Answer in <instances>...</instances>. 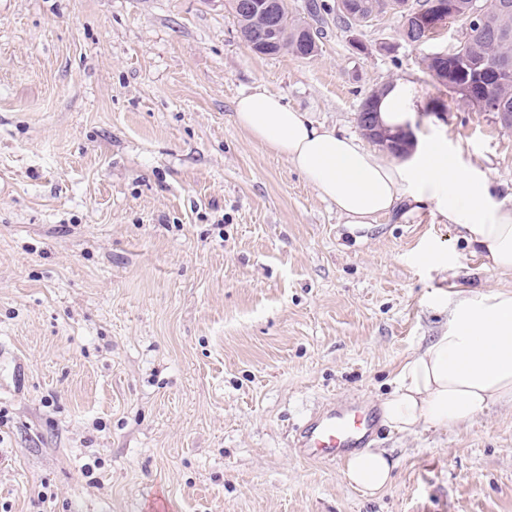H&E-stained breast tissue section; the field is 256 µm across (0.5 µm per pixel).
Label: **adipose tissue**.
<instances>
[{
	"label": "adipose tissue",
	"instance_id": "ef3b65f1",
	"mask_svg": "<svg viewBox=\"0 0 512 512\" xmlns=\"http://www.w3.org/2000/svg\"><path fill=\"white\" fill-rule=\"evenodd\" d=\"M375 106L380 125L397 131L413 127L423 102L413 82L398 79L380 88ZM233 111L253 141L301 172L352 227L431 204L483 269L512 274V206L496 201L487 175L461 166L445 142L429 139L408 160L389 158L261 88L238 97ZM503 402L512 403V291H462L447 332L406 360L380 408L386 425L411 434L454 428ZM392 469L384 452L363 451L347 457L345 477L373 494L390 481Z\"/></svg>",
	"mask_w": 512,
	"mask_h": 512
}]
</instances>
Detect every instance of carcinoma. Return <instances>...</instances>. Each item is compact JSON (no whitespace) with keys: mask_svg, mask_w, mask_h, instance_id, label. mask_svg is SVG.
<instances>
[{"mask_svg":"<svg viewBox=\"0 0 512 512\" xmlns=\"http://www.w3.org/2000/svg\"><path fill=\"white\" fill-rule=\"evenodd\" d=\"M507 2L509 8L503 10L491 6L485 22V30L473 35L465 42L460 50L461 58L457 59L460 67L455 74V82L468 84L471 95L465 101L478 112L484 111V104H495L504 107L506 115L501 121L512 127V0H499ZM307 15L294 17L288 12L286 0H279L282 26L276 34L265 30L264 17L243 16L236 17L239 33L251 50L257 54L262 53L260 45L263 38L275 36V44L271 54L276 55L289 51L300 58H311L317 52L304 45V42L323 35L324 15L333 12V7L319 4L317 0H308L305 6ZM478 57L490 64L499 66L496 77L488 80L475 76V72L462 63V58Z\"/></svg>","mask_w":512,"mask_h":512,"instance_id":"1","label":"carcinoma"}]
</instances>
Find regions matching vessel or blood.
Here are the masks:
<instances>
[{"instance_id": "1", "label": "vessel or blood", "mask_w": 512, "mask_h": 512, "mask_svg": "<svg viewBox=\"0 0 512 512\" xmlns=\"http://www.w3.org/2000/svg\"><path fill=\"white\" fill-rule=\"evenodd\" d=\"M377 425V414L364 405H332L297 428L292 446L302 459L335 464L370 447Z\"/></svg>"}]
</instances>
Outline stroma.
Masks as SVG:
<instances>
[{
  "label": "stroma",
  "mask_w": 512,
  "mask_h": 512,
  "mask_svg": "<svg viewBox=\"0 0 512 512\" xmlns=\"http://www.w3.org/2000/svg\"><path fill=\"white\" fill-rule=\"evenodd\" d=\"M399 29L330 14L302 59L255 54L225 0H0V512H512V403L384 428L372 495L290 450L311 414L392 392L458 290L512 288L433 208L347 228L233 120L261 87L359 138L365 95L409 79L417 137L512 205V127L423 64L462 22Z\"/></svg>",
  "instance_id": "1"
}]
</instances>
